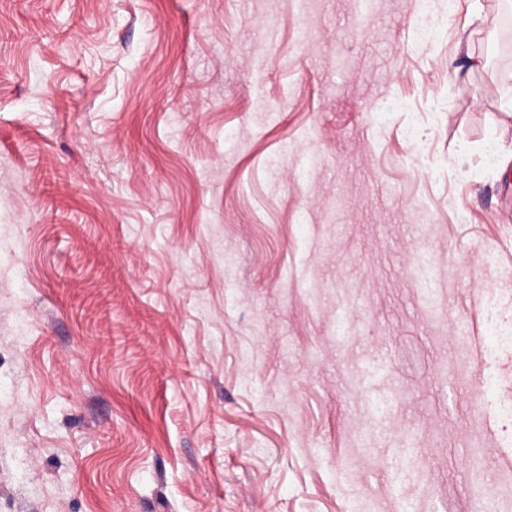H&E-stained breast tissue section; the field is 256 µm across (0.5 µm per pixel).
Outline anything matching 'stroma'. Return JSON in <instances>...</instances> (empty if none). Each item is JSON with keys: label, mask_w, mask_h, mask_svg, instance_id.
Segmentation results:
<instances>
[{"label": "stroma", "mask_w": 512, "mask_h": 512, "mask_svg": "<svg viewBox=\"0 0 512 512\" xmlns=\"http://www.w3.org/2000/svg\"><path fill=\"white\" fill-rule=\"evenodd\" d=\"M509 13L0 0V512H478Z\"/></svg>", "instance_id": "stroma-1"}]
</instances>
